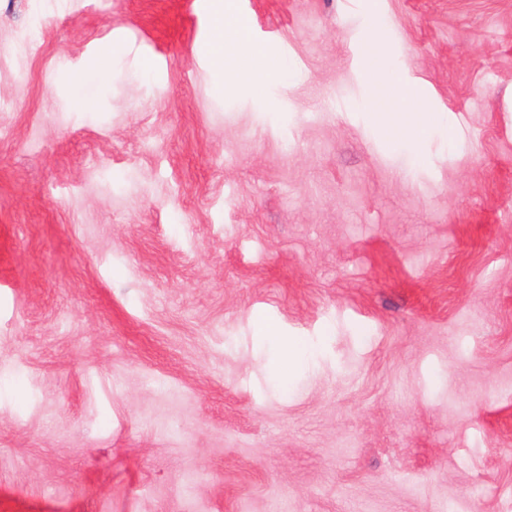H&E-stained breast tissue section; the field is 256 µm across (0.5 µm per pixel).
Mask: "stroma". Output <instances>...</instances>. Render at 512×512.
Masks as SVG:
<instances>
[{
	"label": "stroma",
	"mask_w": 512,
	"mask_h": 512,
	"mask_svg": "<svg viewBox=\"0 0 512 512\" xmlns=\"http://www.w3.org/2000/svg\"><path fill=\"white\" fill-rule=\"evenodd\" d=\"M234 9L0 0V512H512V0ZM208 51L217 62L218 81L224 82V74L240 82L261 79V73L248 65L246 55L261 61L265 50L250 43L238 20L225 17V25L223 20L217 24ZM240 61H245L246 65L241 66ZM374 117L388 140L407 138L424 131L432 124L431 115L421 105H416L413 112H396L385 97L377 101Z\"/></svg>",
	"instance_id": "1"
}]
</instances>
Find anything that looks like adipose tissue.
Returning <instances> with one entry per match:
<instances>
[{
    "label": "adipose tissue",
    "instance_id": "adipose-tissue-1",
    "mask_svg": "<svg viewBox=\"0 0 512 512\" xmlns=\"http://www.w3.org/2000/svg\"><path fill=\"white\" fill-rule=\"evenodd\" d=\"M209 52L217 62V75L246 82L258 79L259 74L251 66L245 65V58L262 60L265 52L250 43L241 23L233 18L217 24L209 43ZM376 123L387 139H403L424 131L432 123L431 116L422 108L415 106L413 111H395L389 99H381L374 108Z\"/></svg>",
    "mask_w": 512,
    "mask_h": 512
}]
</instances>
